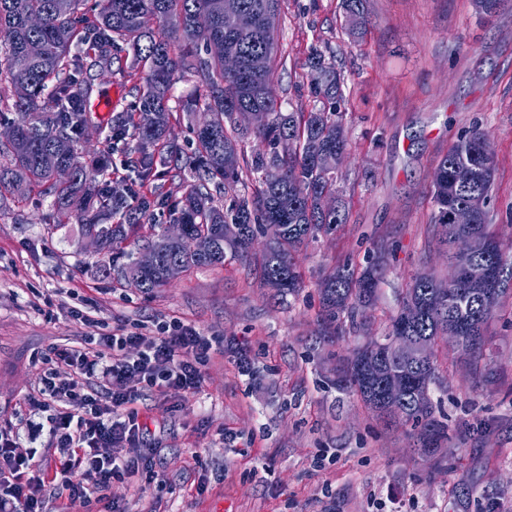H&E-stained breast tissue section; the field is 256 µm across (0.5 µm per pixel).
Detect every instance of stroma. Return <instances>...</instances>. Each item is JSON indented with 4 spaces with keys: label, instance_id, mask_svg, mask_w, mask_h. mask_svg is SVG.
I'll list each match as a JSON object with an SVG mask.
<instances>
[{
    "label": "stroma",
    "instance_id": "35a3bbf8",
    "mask_svg": "<svg viewBox=\"0 0 512 512\" xmlns=\"http://www.w3.org/2000/svg\"><path fill=\"white\" fill-rule=\"evenodd\" d=\"M369 24L349 38L341 0H281L274 93L283 110L310 111L307 58L331 57L344 77L348 151L337 185L349 212L333 237L296 256L304 286L273 299L248 265L194 269L144 295L96 268L110 254L72 222L51 232L48 196L0 213V417L24 418V399L54 347L120 331L156 335L174 321L213 340L198 390L150 394L138 408L155 440L158 475L116 480L126 512H512V305L490 321L485 379L438 352L433 398L449 427L447 457L431 465L409 427L384 426L330 380L328 346L315 342L318 281L373 241L399 249L372 310L384 332L410 278L446 271L429 188L439 160L464 131L483 130L495 157L490 216L512 254V9L479 17L472 0H367ZM88 71L93 97L134 101L141 75ZM186 74L169 103L170 137L191 151L180 99L200 85ZM246 352L249 372L237 364Z\"/></svg>",
    "mask_w": 512,
    "mask_h": 512
}]
</instances>
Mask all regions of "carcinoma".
Segmentation results:
<instances>
[{"mask_svg": "<svg viewBox=\"0 0 512 512\" xmlns=\"http://www.w3.org/2000/svg\"><path fill=\"white\" fill-rule=\"evenodd\" d=\"M268 0H99L91 13L85 0H0V124L12 137L0 142V201L25 186L52 197L53 222L62 227L75 220L91 237H107L112 258H127L118 274L144 294L168 285L165 271L175 264L181 271L222 266L228 259L249 262L256 238L265 239L257 266L261 282L284 297L302 288L295 254L310 241L337 234L347 221L341 202L324 199L337 195L336 172L319 164L325 152L343 153L348 136L340 101L343 79L333 61L321 50L307 60L312 95L319 108L311 112H284L273 91L278 53L275 27L264 23ZM480 15L493 16L508 0H473ZM254 18L244 30L224 28V5ZM353 34L368 23L366 0H342ZM127 50L145 72V85L136 88L129 112L108 118L106 148L91 161L84 159L80 137L89 120L91 84L84 73L90 66L111 70L112 51ZM234 55L239 69L229 75L224 57ZM189 72L202 76L198 92L184 104L190 117L201 111L204 124H192L194 148L181 151L167 138L170 113L166 103L175 83ZM262 109L259 122L246 124V114ZM480 128L461 134L435 172L431 196L434 224L448 247V274H419L405 288L388 331L372 333L369 310L381 299L380 285L389 266L392 248L380 243L358 267L339 261L320 282V341L333 345L346 335L357 343L336 360V389L360 397L385 425L411 427L416 442L440 447L448 440V422L436 415L434 391L441 387L440 365L434 346L440 336L458 337L459 353L469 369L487 377L493 369L485 361V331L500 309L508 289L489 294L459 274L453 247L468 234L478 241L498 240L490 224L489 205L495 162L485 163L476 142ZM259 142L251 155L244 144ZM134 146H129V141ZM124 144L121 168L137 174L144 184L156 173L183 179L185 194L173 203L162 192L136 197L129 188L112 185L104 176L111 155ZM72 169L67 182L55 171ZM253 174L250 188L242 170ZM233 191L230 204H217L215 191ZM483 199L474 223L450 220L457 207ZM152 209L168 212L174 224H183L180 240L140 234L143 217ZM227 224L238 226L226 237ZM156 251L157 263L139 266L126 251L130 239ZM480 260L512 272V256L502 250ZM422 304L414 322L405 312ZM400 336L424 342L421 356L396 355L391 347ZM381 359L385 371L414 378L409 398L398 403L382 399L380 384H367L359 365Z\"/></svg>", "mask_w": 512, "mask_h": 512, "instance_id": "1", "label": "carcinoma"}]
</instances>
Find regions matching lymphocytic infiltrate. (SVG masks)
I'll return each mask as SVG.
<instances>
[{
	"instance_id": "f902f5d3",
	"label": "lymphocytic infiltrate",
	"mask_w": 512,
	"mask_h": 512,
	"mask_svg": "<svg viewBox=\"0 0 512 512\" xmlns=\"http://www.w3.org/2000/svg\"><path fill=\"white\" fill-rule=\"evenodd\" d=\"M211 338L181 323L161 327L156 337L138 333L89 337L79 349L54 348L56 363L72 377L45 372L25 403L24 425L0 420V512H46L45 492L61 486L70 500L108 499L112 482L156 474V448L136 403L141 391L200 388ZM30 446L21 449L20 437ZM127 446L121 459L114 448ZM57 450L52 466L40 449Z\"/></svg>"
}]
</instances>
